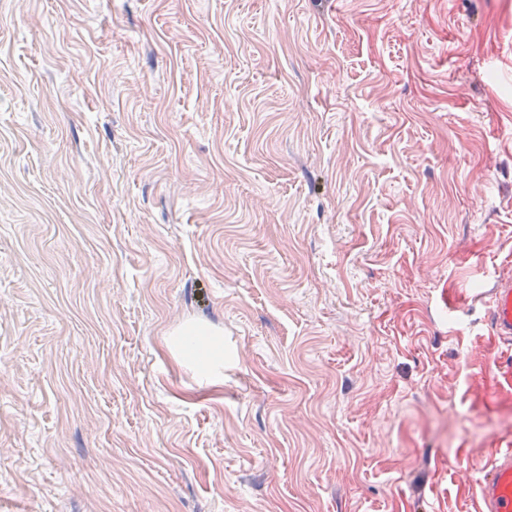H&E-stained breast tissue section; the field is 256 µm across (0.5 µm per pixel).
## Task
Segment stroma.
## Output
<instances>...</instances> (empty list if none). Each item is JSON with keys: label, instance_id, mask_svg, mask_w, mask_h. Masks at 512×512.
Instances as JSON below:
<instances>
[{"label": "stroma", "instance_id": "35a3bbf8", "mask_svg": "<svg viewBox=\"0 0 512 512\" xmlns=\"http://www.w3.org/2000/svg\"><path fill=\"white\" fill-rule=\"evenodd\" d=\"M509 272L512 0H0V512H479ZM490 327L499 340L512 341V276L500 277L489 302Z\"/></svg>", "mask_w": 512, "mask_h": 512}]
</instances>
